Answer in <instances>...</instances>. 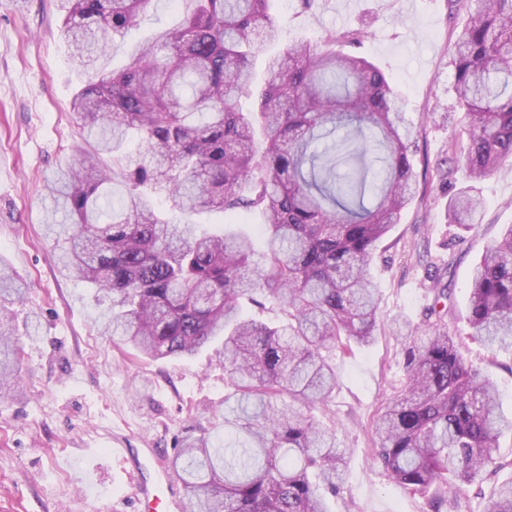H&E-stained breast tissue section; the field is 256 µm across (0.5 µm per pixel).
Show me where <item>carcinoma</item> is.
I'll use <instances>...</instances> for the list:
<instances>
[{
	"mask_svg": "<svg viewBox=\"0 0 512 512\" xmlns=\"http://www.w3.org/2000/svg\"><path fill=\"white\" fill-rule=\"evenodd\" d=\"M149 2L57 0L86 77L72 101L86 147L49 186L52 215L69 220L57 260L109 300L104 332L135 351L191 357L224 333L229 437L222 448L186 442L173 457L185 512H330L346 449L302 408L336 395L325 353L368 344L378 329L370 264L418 196L399 92L373 63L336 49L360 40L347 30L269 56L259 109L240 110L253 50L280 38L271 0H172L181 22L136 44L116 71L112 46ZM448 4L469 16L452 57L467 137L448 138L436 175L448 186L464 167L472 184L450 197L446 216L476 224L483 202L473 183L512 163V0ZM132 141L142 147L135 157ZM156 193L185 217L260 211L261 260L251 237L175 220L156 208ZM432 281L429 336L408 347L402 393L375 420L374 459L431 512H458L466 488L496 464L512 418L491 379L462 356L445 321L448 285ZM18 296L0 263L1 402L25 370L9 308ZM258 296L279 321L242 314L241 302ZM466 318L474 337L512 348V227L474 267ZM487 512H512V478Z\"/></svg>",
	"mask_w": 512,
	"mask_h": 512,
	"instance_id": "cac0c4a2",
	"label": "carcinoma"
}]
</instances>
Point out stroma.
<instances>
[{
    "instance_id": "stroma-1",
    "label": "stroma",
    "mask_w": 512,
    "mask_h": 512,
    "mask_svg": "<svg viewBox=\"0 0 512 512\" xmlns=\"http://www.w3.org/2000/svg\"><path fill=\"white\" fill-rule=\"evenodd\" d=\"M272 10L288 41L363 31L353 53L397 86L424 196L408 207L372 264L380 313L424 327L430 276H443L452 290L448 327L463 356L495 381L501 409L511 414L512 350L471 339L465 312L472 266L512 224V166L480 184L483 221L465 229L447 222V190L433 175L457 127L451 33L464 16H450L448 0H317L309 9L300 0H272ZM179 21L171 0H152L139 28L113 47V69L125 67L133 45ZM83 84L55 0H0V260L24 290L13 306L18 321L38 325L21 338L20 393L0 404V512H142L134 482L110 447L156 448L169 461L185 438L205 435L214 447L224 445L221 343L191 358L156 361L114 346L100 331L105 301L56 260L61 243L46 231L47 182L82 143L70 105ZM335 363L336 397L314 411L336 425L348 450L332 512H426L424 499L395 484L372 456L373 421L404 379V345L383 327L373 343L352 345ZM498 461L499 469L462 497L459 512H484L494 487L512 477L510 434L500 441Z\"/></svg>"
}]
</instances>
